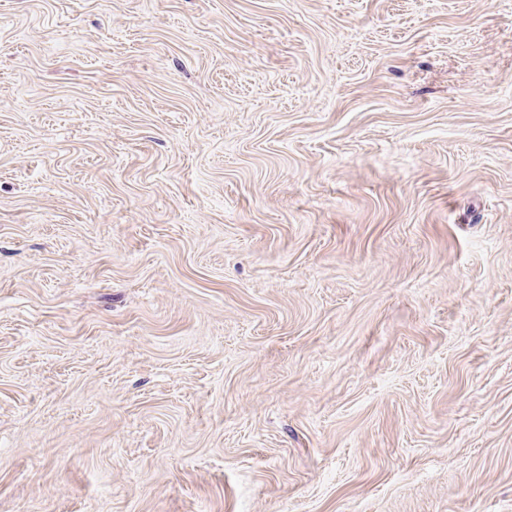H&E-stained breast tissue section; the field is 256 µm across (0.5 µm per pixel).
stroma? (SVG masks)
Segmentation results:
<instances>
[{
	"mask_svg": "<svg viewBox=\"0 0 512 512\" xmlns=\"http://www.w3.org/2000/svg\"><path fill=\"white\" fill-rule=\"evenodd\" d=\"M0 512H512V0H0Z\"/></svg>",
	"mask_w": 512,
	"mask_h": 512,
	"instance_id": "stroma-1",
	"label": "stroma"
}]
</instances>
